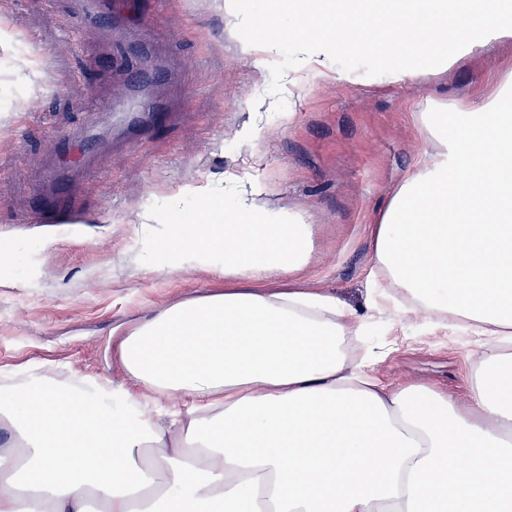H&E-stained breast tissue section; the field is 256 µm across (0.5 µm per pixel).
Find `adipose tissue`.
<instances>
[{"label": "adipose tissue", "mask_w": 512, "mask_h": 512, "mask_svg": "<svg viewBox=\"0 0 512 512\" xmlns=\"http://www.w3.org/2000/svg\"><path fill=\"white\" fill-rule=\"evenodd\" d=\"M245 44L295 48L298 79L372 58L382 78L441 75L512 43V0H260ZM432 146L372 228L373 276L404 313L471 334L467 404L389 388L348 358L362 319L278 282L310 229L210 183L162 197L194 223L155 241L167 270L224 287L126 331L114 387L72 375L0 380V512H512V71L478 107L421 113Z\"/></svg>", "instance_id": "1"}]
</instances>
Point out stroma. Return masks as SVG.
<instances>
[{
    "instance_id": "obj_1",
    "label": "stroma",
    "mask_w": 512,
    "mask_h": 512,
    "mask_svg": "<svg viewBox=\"0 0 512 512\" xmlns=\"http://www.w3.org/2000/svg\"><path fill=\"white\" fill-rule=\"evenodd\" d=\"M0 24L13 34L0 44V246H9L0 249V374L74 370L119 384L113 328L214 286L203 273L164 271L150 246L192 219L163 212L160 198L209 180L229 193L269 186L267 208L304 215L311 237L301 278L363 317V350L385 384L426 383L464 401L468 338L395 307L375 309L369 226L429 149L419 113L434 102L479 105L512 70V47L393 83L371 60L348 56L349 78L306 80L287 121L254 106L287 97L291 50L257 65L241 50L249 29L235 26L222 0H165L158 19L108 25L86 22L75 0H0ZM150 24L168 72L155 93L170 113L142 140L116 129L97 138L91 156L72 152L77 170L63 186L70 212L33 223L56 142L121 94L123 45ZM26 56L44 60L49 92L29 95L15 69ZM142 265L152 275L142 276Z\"/></svg>"
}]
</instances>
